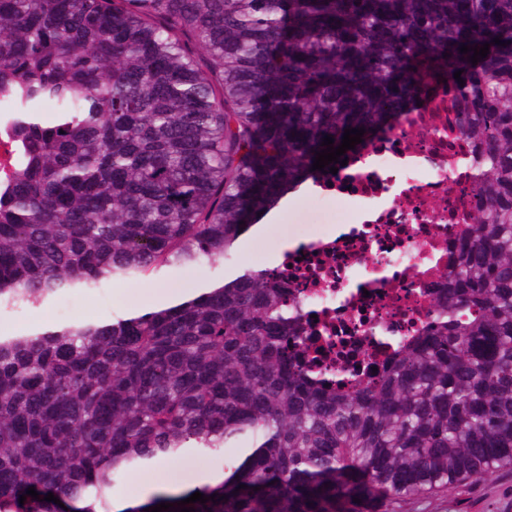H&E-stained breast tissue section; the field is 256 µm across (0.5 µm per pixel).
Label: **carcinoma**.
<instances>
[{
    "label": "carcinoma",
    "instance_id": "1",
    "mask_svg": "<svg viewBox=\"0 0 512 512\" xmlns=\"http://www.w3.org/2000/svg\"><path fill=\"white\" fill-rule=\"evenodd\" d=\"M440 86L477 192L429 327L376 382L308 377L271 269L0 336V512H113L133 469L244 441L223 482L125 512L197 491L217 499L195 512H341L371 484L412 496L512 465V0H0L20 138L0 179V304L229 261L285 193L342 168L312 170L326 136L375 137Z\"/></svg>",
    "mask_w": 512,
    "mask_h": 512
}]
</instances>
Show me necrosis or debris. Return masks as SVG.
I'll return each mask as SVG.
<instances>
[{
  "label": "necrosis or debris",
  "mask_w": 512,
  "mask_h": 512,
  "mask_svg": "<svg viewBox=\"0 0 512 512\" xmlns=\"http://www.w3.org/2000/svg\"><path fill=\"white\" fill-rule=\"evenodd\" d=\"M456 100L440 88L354 154L324 197L377 218L337 234L338 217L318 214L317 233L292 231L296 247L276 265L302 306L308 374L341 382L376 380L400 343L433 318L432 291L445 287L474 193L469 143L456 129Z\"/></svg>",
  "instance_id": "4bbe7bcc"
}]
</instances>
